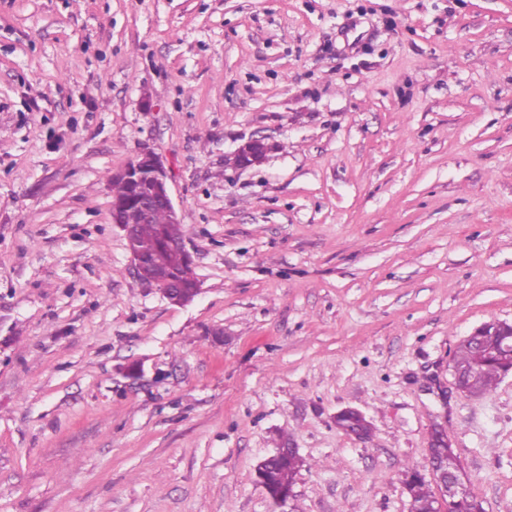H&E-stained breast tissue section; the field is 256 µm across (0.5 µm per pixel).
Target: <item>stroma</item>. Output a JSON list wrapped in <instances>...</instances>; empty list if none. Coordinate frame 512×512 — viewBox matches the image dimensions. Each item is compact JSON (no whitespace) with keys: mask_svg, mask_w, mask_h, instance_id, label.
<instances>
[{"mask_svg":"<svg viewBox=\"0 0 512 512\" xmlns=\"http://www.w3.org/2000/svg\"><path fill=\"white\" fill-rule=\"evenodd\" d=\"M145 150L182 305L111 219ZM504 321L512 0H0V512H275L285 440L284 512H409L436 424L512 512V374L452 376ZM268 151V145L261 139H252L241 145L235 152L234 160L237 167L245 169L260 164ZM452 363L471 393L492 391L502 374L500 363L494 358L481 357L476 343L468 337L456 346ZM289 450L288 458L281 457L271 463V468L266 471V478L273 484H292L297 468L301 460L296 452ZM297 456V457H296Z\"/></svg>","mask_w":512,"mask_h":512,"instance_id":"obj_1","label":"stroma"}]
</instances>
